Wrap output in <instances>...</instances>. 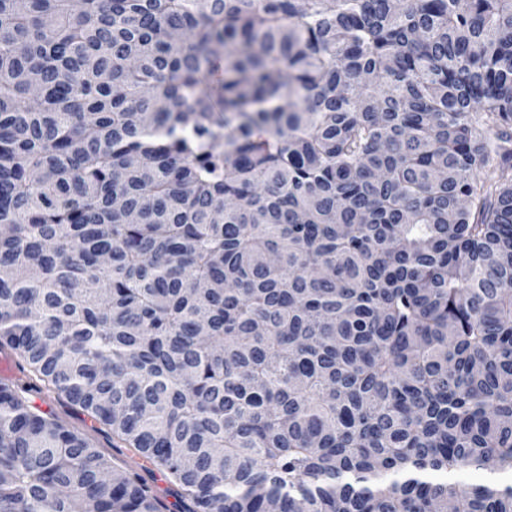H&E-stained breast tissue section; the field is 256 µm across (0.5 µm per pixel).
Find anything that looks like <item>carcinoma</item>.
Wrapping results in <instances>:
<instances>
[{
    "instance_id": "carcinoma-1",
    "label": "carcinoma",
    "mask_w": 512,
    "mask_h": 512,
    "mask_svg": "<svg viewBox=\"0 0 512 512\" xmlns=\"http://www.w3.org/2000/svg\"><path fill=\"white\" fill-rule=\"evenodd\" d=\"M4 347L187 512H512V0H0ZM28 393L0 512H161Z\"/></svg>"
}]
</instances>
